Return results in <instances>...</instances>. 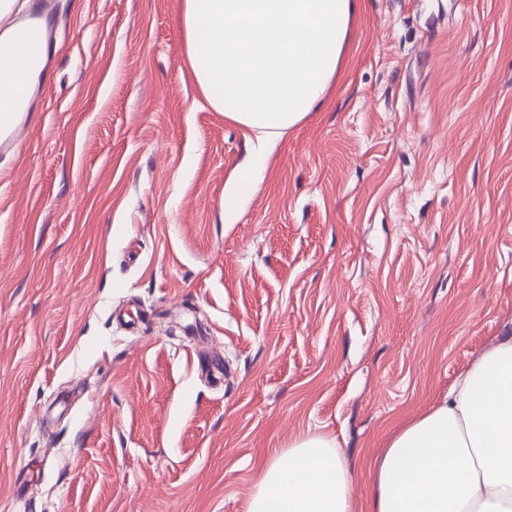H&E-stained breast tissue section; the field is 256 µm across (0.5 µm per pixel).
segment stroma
Instances as JSON below:
<instances>
[{"mask_svg":"<svg viewBox=\"0 0 512 512\" xmlns=\"http://www.w3.org/2000/svg\"><path fill=\"white\" fill-rule=\"evenodd\" d=\"M0 152V512H248L329 434L389 435L512 332V0H358L322 106L252 151L181 0H53Z\"/></svg>","mask_w":512,"mask_h":512,"instance_id":"35a3bbf8","label":"stroma"}]
</instances>
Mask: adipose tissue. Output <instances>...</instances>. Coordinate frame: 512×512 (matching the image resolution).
I'll return each instance as SVG.
<instances>
[{
	"label": "adipose tissue",
	"mask_w": 512,
	"mask_h": 512,
	"mask_svg": "<svg viewBox=\"0 0 512 512\" xmlns=\"http://www.w3.org/2000/svg\"><path fill=\"white\" fill-rule=\"evenodd\" d=\"M355 10L356 0H182L195 82L256 141L224 194L225 218L284 133L323 101ZM371 484L370 512H512V335L388 438ZM249 512H356L336 438L309 435L273 459Z\"/></svg>",
	"instance_id": "obj_1"
}]
</instances>
